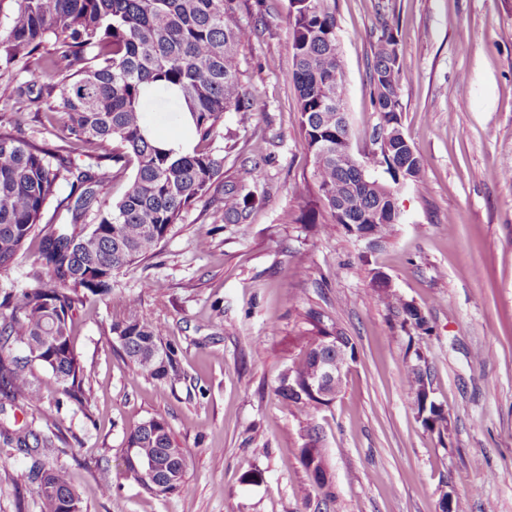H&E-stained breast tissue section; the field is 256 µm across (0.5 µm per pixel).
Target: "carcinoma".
<instances>
[{
    "instance_id": "carcinoma-1",
    "label": "carcinoma",
    "mask_w": 512,
    "mask_h": 512,
    "mask_svg": "<svg viewBox=\"0 0 512 512\" xmlns=\"http://www.w3.org/2000/svg\"><path fill=\"white\" fill-rule=\"evenodd\" d=\"M8 30L0 32V61L11 65L38 57L40 80L18 91L26 107L39 109L54 95L67 114L66 148L79 150L86 161L74 164L58 149L39 146L22 130L0 129V271L22 254L26 243L39 241V262L20 288L0 289V400L18 394L40 402L29 375L36 366L51 372L65 394L80 404L89 401L83 383L87 365L75 352L71 330L79 308L94 297L112 295L114 278L152 256L183 214L205 198L224 174V155L212 147L224 113H248L254 102L241 84L240 49L252 30L237 15V0H16ZM292 20L293 82L299 126L312 156V186L304 206L327 207L346 235L359 239L371 225L379 246L386 245L400 223L391 197L399 180L421 181L423 161L392 138L391 157H383L390 180L370 174L374 159L365 149L336 164V150L348 147L351 131L345 110L336 108L343 95V60L337 50L336 0H289ZM393 28L381 27L371 43L372 103L380 122L370 141L382 132L402 131L401 65L390 47ZM173 101L172 119L191 121L196 144L178 155L153 132L144 95ZM264 160L251 161L247 177L224 185V221H247L262 175ZM132 169L121 197L102 198L112 178ZM69 194L58 198L62 183ZM57 201L60 223L43 221L46 206ZM381 271L372 272L369 298L395 309L402 327L428 332L427 320L393 288H381ZM122 317L112 321L116 349L140 373L156 380L180 376L172 348L160 329L144 320L135 300L117 296ZM310 336H334L350 360L357 349L341 328L328 329L320 316L307 312ZM336 362V350L306 344L305 351L282 375L278 393L283 405L309 419L331 403L307 390L325 360ZM423 357L404 359V386L417 418L431 432L447 429L442 404L428 395ZM33 459L30 473L39 482L43 512H86L64 466H47L39 447H52L51 437L30 432L15 436ZM302 465L313 482L331 494L332 475L318 429L303 430ZM188 457L173 441L165 419L153 417L127 437L122 476L151 494L179 491L188 474Z\"/></svg>"
}]
</instances>
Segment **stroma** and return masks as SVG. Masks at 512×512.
Returning <instances> with one entry per match:
<instances>
[{"instance_id": "stroma-1", "label": "stroma", "mask_w": 512, "mask_h": 512, "mask_svg": "<svg viewBox=\"0 0 512 512\" xmlns=\"http://www.w3.org/2000/svg\"><path fill=\"white\" fill-rule=\"evenodd\" d=\"M255 33L243 50L254 112H228L224 178L185 213L153 256L120 274L115 293L137 299L175 351L182 376L160 382L112 347V300L86 304L72 343L90 376L89 406L37 367L41 403L0 405L13 430L53 431L51 453L70 472L87 512H440L443 492L468 512H512V0H336L344 102L352 142H369L377 116L371 34L397 33L402 130L423 159V180L398 189L401 222L376 251L345 234L330 212H299L312 158L299 128L288 0H238ZM36 64L0 62V125L58 145L67 121L57 99L23 108L17 89ZM263 157L247 223L224 221V184ZM209 249H199L200 236ZM386 273L426 316L411 334L368 297ZM357 347L345 391L312 420L287 410L279 379L302 352L307 311ZM426 360L448 418L427 431L403 386L402 362ZM160 416L188 456L184 487L153 495L121 475L127 434ZM319 428L333 476L325 497L302 467L300 432ZM32 460L0 437V512H42ZM110 485L102 494L101 485Z\"/></svg>"}]
</instances>
